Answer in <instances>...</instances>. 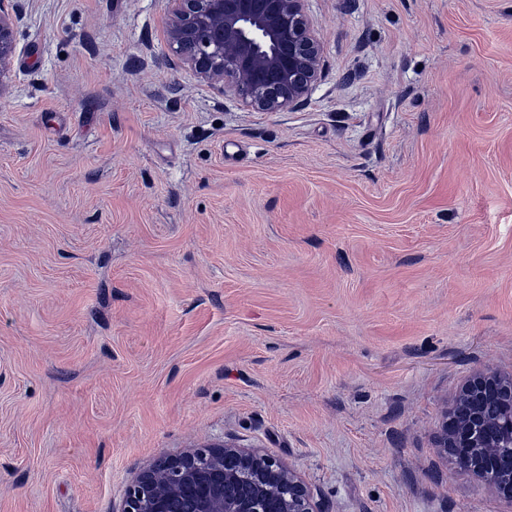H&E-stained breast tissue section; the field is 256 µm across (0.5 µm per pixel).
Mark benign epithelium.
I'll list each match as a JSON object with an SVG mask.
<instances>
[{"instance_id":"obj_1","label":"benign epithelium","mask_w":512,"mask_h":512,"mask_svg":"<svg viewBox=\"0 0 512 512\" xmlns=\"http://www.w3.org/2000/svg\"><path fill=\"white\" fill-rule=\"evenodd\" d=\"M0 0V93L15 51V19ZM166 40L200 78L255 112H285L311 94L323 41L307 0H165ZM512 433V376H478L461 391L440 431L464 471L512 499V470L495 478L497 433ZM323 512L312 489L281 459L224 444L189 448L142 469L119 512Z\"/></svg>"}]
</instances>
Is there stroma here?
Here are the masks:
<instances>
[{
	"label": "stroma",
	"mask_w": 512,
	"mask_h": 512,
	"mask_svg": "<svg viewBox=\"0 0 512 512\" xmlns=\"http://www.w3.org/2000/svg\"><path fill=\"white\" fill-rule=\"evenodd\" d=\"M0 512H117L231 443L323 512H512L440 425L512 376V0H308L301 106L185 67L165 0H12Z\"/></svg>",
	"instance_id": "1"
}]
</instances>
